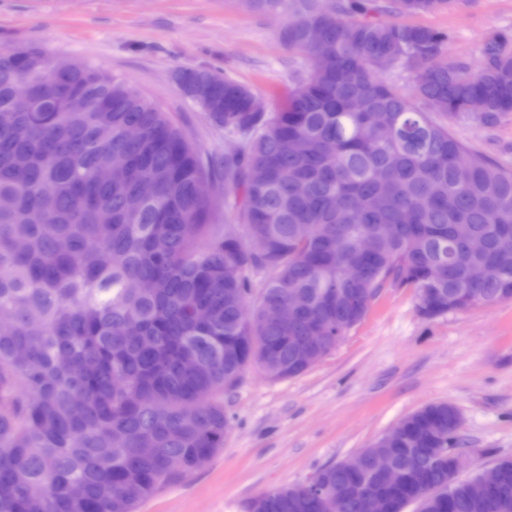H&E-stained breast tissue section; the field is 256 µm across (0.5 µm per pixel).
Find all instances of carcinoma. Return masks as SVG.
I'll return each mask as SVG.
<instances>
[{
	"mask_svg": "<svg viewBox=\"0 0 512 512\" xmlns=\"http://www.w3.org/2000/svg\"><path fill=\"white\" fill-rule=\"evenodd\" d=\"M320 2L242 0L291 13L281 38L308 59L278 110H254L249 87L208 70L176 74L232 135L224 204L236 208L240 237L213 223L215 197L196 190L217 172L150 100L79 62L50 77L39 46L0 49V512H137L224 448V392L249 366L273 379L309 369L290 337L336 335L329 289H367L361 319L388 282L435 291L428 317L512 301V171L474 156L449 129L512 114V39L491 37L473 67L444 57L439 31L359 19L371 0ZM449 3L390 0L386 9L416 15ZM399 65L415 73L408 92L382 78ZM22 87L29 109L7 111ZM75 92L90 111L65 110ZM132 125L138 140L125 135ZM15 155L27 165H12ZM105 158L120 178L98 179ZM142 178L156 192L131 213ZM384 224L396 237L359 254L357 240ZM461 224L486 238L483 255L469 253ZM290 295L301 298L294 328L266 323L263 310ZM405 421L393 458L403 467L416 456L417 469L392 486L323 468L324 484L341 491L337 512H364L369 493L391 512L512 505V458H503L502 480L483 499L462 480L433 506L432 488L448 485L438 455L448 456L457 428L446 402ZM145 436L158 443L151 457L140 451ZM288 490L256 496L258 512H288Z\"/></svg>",
	"mask_w": 512,
	"mask_h": 512,
	"instance_id": "carcinoma-1",
	"label": "carcinoma"
}]
</instances>
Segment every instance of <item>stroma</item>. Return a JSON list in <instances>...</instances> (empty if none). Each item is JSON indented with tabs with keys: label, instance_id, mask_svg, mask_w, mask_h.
Returning <instances> with one entry per match:
<instances>
[{
	"label": "stroma",
	"instance_id": "stroma-1",
	"mask_svg": "<svg viewBox=\"0 0 512 512\" xmlns=\"http://www.w3.org/2000/svg\"><path fill=\"white\" fill-rule=\"evenodd\" d=\"M287 14L238 0H0V48L39 44L125 80L153 101L207 161L226 135L181 91L182 67L215 71L280 106L303 60L280 33ZM409 24L447 36L449 59L477 64L490 36H512V0H453ZM454 135L512 170V115L487 128L462 119ZM462 415L460 477L512 457V301L423 316L414 289L385 285L367 316L306 372L272 379L249 368L224 395L223 449L159 490L138 512H244L260 493L310 481L433 402Z\"/></svg>",
	"mask_w": 512,
	"mask_h": 512
}]
</instances>
